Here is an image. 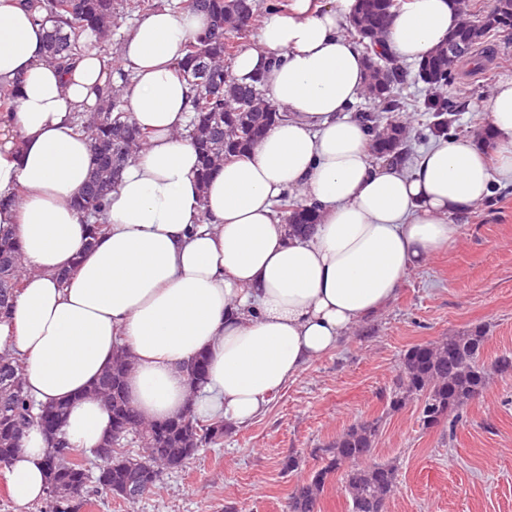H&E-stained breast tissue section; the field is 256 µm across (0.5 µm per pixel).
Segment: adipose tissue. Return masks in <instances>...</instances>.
Here are the masks:
<instances>
[{
  "label": "adipose tissue",
  "instance_id": "ef3b65f1",
  "mask_svg": "<svg viewBox=\"0 0 512 512\" xmlns=\"http://www.w3.org/2000/svg\"><path fill=\"white\" fill-rule=\"evenodd\" d=\"M354 4L291 0L288 12L266 16L232 74L261 77L283 114L203 182L189 135L193 92L176 63L207 27L204 13L158 8L130 31L117 64L88 50L64 72L44 62L37 13L0 0V84L17 95L14 111L0 114V238L19 244L26 267L0 322V351L24 358L36 402L70 401L68 447H99L110 432L111 412L88 389L120 348L133 357L128 399L145 419H170L190 403L202 417L251 422L453 243L454 216L492 184H512V78L475 106L493 154L440 140L412 166L373 164L370 137L349 114L367 81V55L347 32ZM456 22L455 0H404L385 47L420 61ZM119 84L151 137L121 171L107 228L94 236L74 206L91 170L76 116ZM287 193L318 206L309 235H293L277 214ZM201 353L208 367L196 388L186 367ZM46 451L30 426L7 467L17 506L45 495Z\"/></svg>",
  "mask_w": 512,
  "mask_h": 512
}]
</instances>
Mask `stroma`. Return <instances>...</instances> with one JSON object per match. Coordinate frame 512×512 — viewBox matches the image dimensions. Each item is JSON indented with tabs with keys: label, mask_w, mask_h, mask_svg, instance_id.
Masks as SVG:
<instances>
[{
	"label": "stroma",
	"mask_w": 512,
	"mask_h": 512,
	"mask_svg": "<svg viewBox=\"0 0 512 512\" xmlns=\"http://www.w3.org/2000/svg\"><path fill=\"white\" fill-rule=\"evenodd\" d=\"M482 46L457 63L444 90L464 105L449 139L476 142L474 103L512 77V31ZM456 222L447 250L411 271L378 316L310 363L252 422L225 427L218 445L164 472L153 494L129 503L91 489L74 512H288L297 481L322 465L314 449L375 418L376 457L399 468L385 512H512V375L492 376L452 429H422L414 402L388 409L400 360L414 346L480 326L485 362L512 352V186H494ZM291 456L299 467L289 472Z\"/></svg>",
	"instance_id": "35a3bbf8"
}]
</instances>
